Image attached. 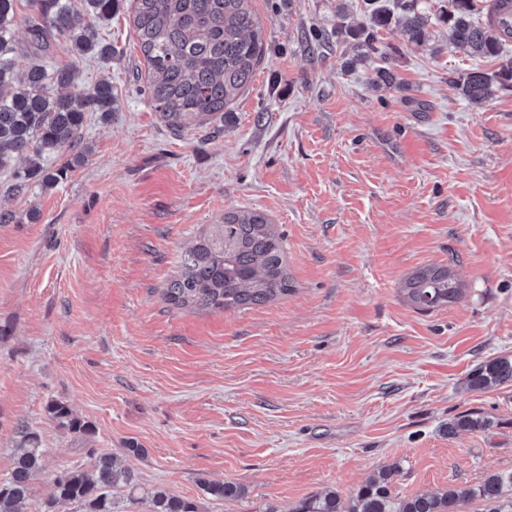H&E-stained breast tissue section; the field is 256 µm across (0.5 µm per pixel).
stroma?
Returning <instances> with one entry per match:
<instances>
[{
	"mask_svg": "<svg viewBox=\"0 0 512 512\" xmlns=\"http://www.w3.org/2000/svg\"><path fill=\"white\" fill-rule=\"evenodd\" d=\"M270 53L223 120L163 123L128 10L97 24L112 56L61 44L49 65L83 87L112 85L110 121L88 113L83 160L50 188L17 196L0 171V482L21 428L44 466L26 512L85 444L47 411L67 404L94 445L200 512H289L332 488L354 493L381 466L395 495L475 486L512 469V385L467 380L512 359V91L484 107L452 83L512 59L424 46L380 30L400 52L398 84L369 83L376 59L355 41L312 42L360 0H251ZM256 210L284 236L294 290L260 306L177 309L162 291L185 248L230 211ZM447 267L460 294L416 310L403 288ZM462 412L483 430L448 436ZM234 482L239 499L203 482ZM506 383H512V360L507 358L485 362L467 381L468 388L474 391H486Z\"/></svg>",
	"mask_w": 512,
	"mask_h": 512,
	"instance_id": "1",
	"label": "stroma"
}]
</instances>
